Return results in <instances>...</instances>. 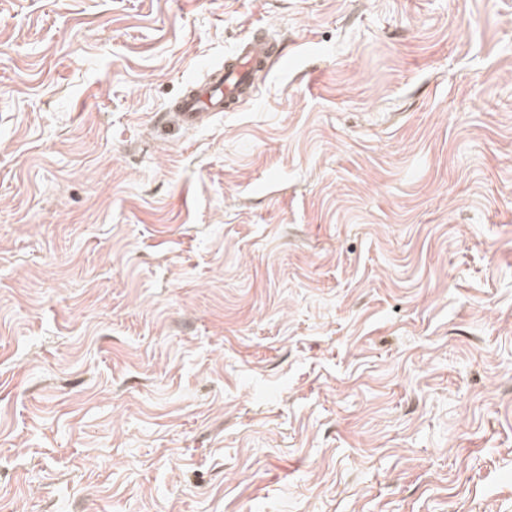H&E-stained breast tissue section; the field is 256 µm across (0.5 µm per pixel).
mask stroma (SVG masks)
<instances>
[{
	"label": "stroma",
	"instance_id": "obj_1",
	"mask_svg": "<svg viewBox=\"0 0 512 512\" xmlns=\"http://www.w3.org/2000/svg\"><path fill=\"white\" fill-rule=\"evenodd\" d=\"M0 512H512V0H0ZM282 64V56L271 42H241L225 57L224 64L210 69L178 95L156 119L158 126L190 129L215 112H235L255 93V76Z\"/></svg>",
	"mask_w": 512,
	"mask_h": 512
}]
</instances>
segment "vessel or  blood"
I'll return each mask as SVG.
<instances>
[{"label": "vessel or blood", "instance_id": "1", "mask_svg": "<svg viewBox=\"0 0 512 512\" xmlns=\"http://www.w3.org/2000/svg\"><path fill=\"white\" fill-rule=\"evenodd\" d=\"M282 57L270 42L239 43L221 66L210 69L171 101L156 123L163 127L189 129L217 112H233L256 90L258 73L270 72Z\"/></svg>", "mask_w": 512, "mask_h": 512}]
</instances>
